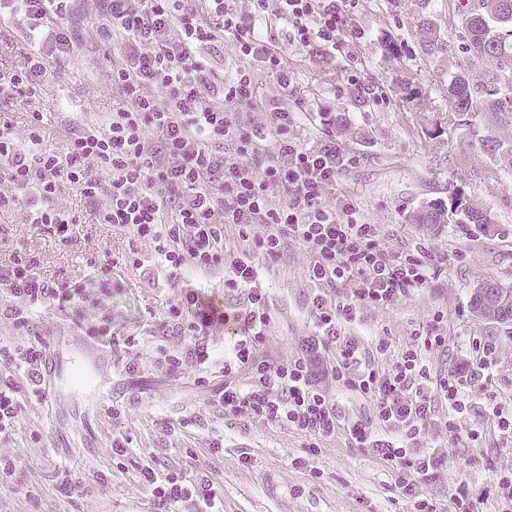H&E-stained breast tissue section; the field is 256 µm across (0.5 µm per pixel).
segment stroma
<instances>
[{
  "label": "stroma",
  "instance_id": "stroma-1",
  "mask_svg": "<svg viewBox=\"0 0 512 512\" xmlns=\"http://www.w3.org/2000/svg\"><path fill=\"white\" fill-rule=\"evenodd\" d=\"M415 11L414 0H359L354 26L365 37L331 61L289 45L280 33L275 44L284 51L301 100L293 136L309 145L335 141L347 161L337 195L357 203L391 253L422 252L435 269L424 288L393 305L358 306L345 333L360 342L364 363L391 370L427 325L446 338L443 347L425 355L435 377L465 369L473 359V339L497 346L483 393L464 413L452 414L448 404L436 402L424 444L447 446L448 464L419 491L438 512H455L463 488L480 512H499L490 478L493 471L512 470V444L499 440L492 409L512 414V324L477 318L470 295L488 279L512 286V170L470 144L472 131L484 127L483 117H473L469 130L449 121L448 60L421 52ZM96 18L94 0H73L67 21L76 38L70 54L51 60L31 92L0 88V125L21 135L39 124V152L64 154L76 127L105 128L123 100L112 83L118 47L88 35ZM25 30L23 15L0 11V71H28L38 56ZM389 40L401 45L400 55L385 53ZM401 79L420 84L423 104L402 101L396 91ZM326 112L345 114L353 127L366 131L368 142L337 133L324 123ZM452 190L482 204L493 232L411 222L422 204L447 200ZM57 203L73 224L65 243L30 224L23 209L0 212V265L29 260L40 279L62 289L54 301L34 308L24 329L7 319L5 310L16 300L0 285V353L13 356L34 342L50 346L64 336L94 337L101 350L112 353V393L80 411L72 401L32 390L10 365L0 366V379L17 385L22 403L13 427L0 435V454L19 463L12 484L0 486V512H160L140 480L151 460L189 479L206 473L224 497V512H409L395 468L358 448L344 431L315 439L260 417L225 414L214 400L224 386L222 366L163 369V352L184 344L183 337H164L159 330L169 306L183 295V284L129 263L128 235L102 223L100 203L73 184L61 183ZM311 260L305 247L289 243L256 280L272 312L269 341L259 347V357L283 363L297 355L312 333L315 297L332 305L350 299V288L310 279ZM117 336L137 340L138 371L126 372L128 358L112 351ZM322 386L342 418L373 421L369 398L328 378ZM450 418L458 425L451 438L441 431ZM218 441L219 452L213 449ZM116 442L126 446L125 455L113 454Z\"/></svg>",
  "mask_w": 512,
  "mask_h": 512
}]
</instances>
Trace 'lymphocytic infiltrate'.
I'll use <instances>...</instances> for the list:
<instances>
[{
    "label": "lymphocytic infiltrate",
    "mask_w": 512,
    "mask_h": 512,
    "mask_svg": "<svg viewBox=\"0 0 512 512\" xmlns=\"http://www.w3.org/2000/svg\"><path fill=\"white\" fill-rule=\"evenodd\" d=\"M99 2L93 31L120 47L112 83L126 104L113 110L105 131L73 132L62 157L35 152L38 125L19 138L0 134V177L11 186L0 192V210L28 200L30 222L67 242L70 223L55 204L59 184L66 181L86 198L104 200L101 220L129 234L133 264L174 276L190 268L227 267L224 285L245 291V305H219L211 295L195 292L171 305L168 325L184 345L166 358L167 370L187 365L203 370L223 360L224 387L216 401L225 413L284 423L315 438L346 430L358 447L395 466L413 512H438L418 488L439 477L447 455L422 447L420 434L434 417L436 398L457 411L478 395L494 347H476L466 377L435 379L423 353L443 346V336L426 332L421 346L379 373L362 368L358 341L342 333L359 305H392L432 278L423 255L396 256L382 247L375 225L360 217L352 199H328L344 166L335 142L308 146L291 134L297 87L264 29L270 20L280 21L289 43L335 57L352 24L344 0H249L244 11L231 0ZM69 3L13 0L35 27L48 28L50 52L58 57L73 47V34L62 21ZM219 39L244 62L227 80L217 78L205 54ZM257 69L275 80V99L257 98L252 80ZM228 102L235 111H225ZM258 109L270 112L271 123L249 120ZM229 144L230 155L224 152ZM229 224L248 249L228 261L224 228ZM291 240L311 253L310 278L348 285L353 299L330 306L314 298L312 336L304 339L301 356L280 364L256 356L267 340L271 314L268 294L254 283L262 264L279 259ZM0 284L20 299L12 318L23 327L36 304L61 292L20 261L0 265ZM217 322L232 333L224 352L209 340ZM243 367L249 381L240 384L234 375ZM324 376L369 397L374 422L343 423L319 385ZM141 480L161 506L186 503L193 512H224V499L207 477L165 476L149 464Z\"/></svg>",
    "instance_id": "1"
}]
</instances>
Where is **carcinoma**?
Returning a JSON list of instances; mask_svg holds the SVG:
<instances>
[{"label": "carcinoma", "mask_w": 512, "mask_h": 512, "mask_svg": "<svg viewBox=\"0 0 512 512\" xmlns=\"http://www.w3.org/2000/svg\"><path fill=\"white\" fill-rule=\"evenodd\" d=\"M458 14L462 26L452 42L430 16L418 13L421 51L432 58L461 54L448 79V113L461 121L472 115L484 116L487 125L478 138L479 145L495 161L512 169V140L497 138L490 131L493 125L512 122V0H458ZM472 61H485L489 67L475 78L470 69ZM398 88L407 103L424 100L422 87L415 83L404 80ZM461 206L455 223L489 231L492 223L478 203L464 198ZM410 220L415 224H443L444 209L427 204Z\"/></svg>", "instance_id": "cac0c4a2"}]
</instances>
